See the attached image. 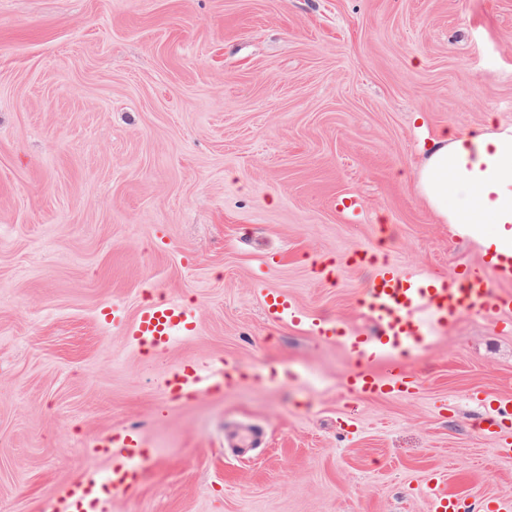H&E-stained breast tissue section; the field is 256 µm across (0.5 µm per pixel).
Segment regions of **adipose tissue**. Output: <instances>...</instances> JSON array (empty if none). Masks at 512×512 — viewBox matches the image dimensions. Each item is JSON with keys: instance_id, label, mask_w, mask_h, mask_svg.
Listing matches in <instances>:
<instances>
[{"instance_id": "obj_1", "label": "adipose tissue", "mask_w": 512, "mask_h": 512, "mask_svg": "<svg viewBox=\"0 0 512 512\" xmlns=\"http://www.w3.org/2000/svg\"><path fill=\"white\" fill-rule=\"evenodd\" d=\"M418 187L481 250L512 256V128L477 127L436 140Z\"/></svg>"}]
</instances>
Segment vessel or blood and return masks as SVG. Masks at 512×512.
I'll use <instances>...</instances> for the list:
<instances>
[{
  "instance_id": "b4317fda",
  "label": "vessel or blood",
  "mask_w": 512,
  "mask_h": 512,
  "mask_svg": "<svg viewBox=\"0 0 512 512\" xmlns=\"http://www.w3.org/2000/svg\"><path fill=\"white\" fill-rule=\"evenodd\" d=\"M512 281V258L490 253L475 265L458 266L453 277H439L401 269L389 262L375 265L368 287L359 301L365 329L352 331L342 324L305 314L288 294L264 289V315L271 323L303 327L311 337L341 344L352 362L344 388L353 399L403 398L418 387V377L407 362L409 354L423 350L436 329L456 324L466 314L512 312V292L493 291L489 283ZM105 322L122 330L146 355L165 351L178 336L195 333L194 311L177 300L144 305L134 320L118 307L103 312ZM224 367L209 375L190 365L162 382L165 397L217 391L224 386ZM470 398L490 411L483 433L499 440V454H512V437L502 438L512 427V399L483 390ZM109 458L105 471H89L63 484L52 498L51 512H109L116 496L137 491L145 477V452L140 434L128 428L107 433L95 441ZM431 512H512L511 498L481 497L475 500L450 493L444 479L428 484Z\"/></svg>"
}]
</instances>
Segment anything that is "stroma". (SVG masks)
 Returning <instances> with one entry per match:
<instances>
[{
	"instance_id": "obj_1",
	"label": "stroma",
	"mask_w": 512,
	"mask_h": 512,
	"mask_svg": "<svg viewBox=\"0 0 512 512\" xmlns=\"http://www.w3.org/2000/svg\"><path fill=\"white\" fill-rule=\"evenodd\" d=\"M488 123L512 127V0H0V512H42L127 426L148 473L112 512H430L436 473L512 498L468 399L512 396V333L464 315L417 392L352 406L341 345L260 295L359 329L353 256L478 262L415 172ZM160 296L197 331L148 359L102 311ZM223 360V392L165 403ZM224 365L217 364L207 376H203L198 365L185 366L162 382L163 393L168 399L182 394L195 395L201 392L221 390L224 387Z\"/></svg>"
}]
</instances>
